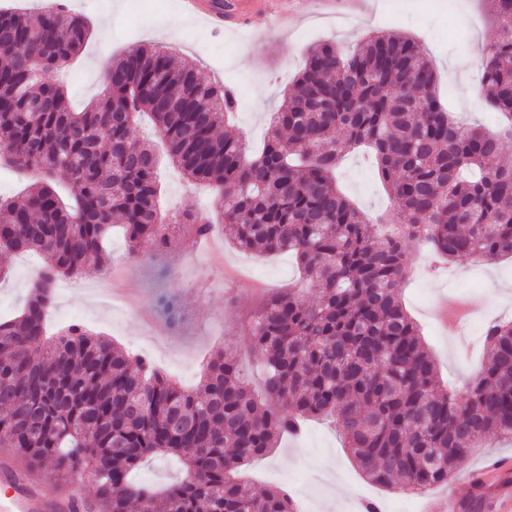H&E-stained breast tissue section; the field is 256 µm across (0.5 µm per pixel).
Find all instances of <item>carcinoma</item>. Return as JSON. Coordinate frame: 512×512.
I'll list each match as a JSON object with an SVG mask.
<instances>
[{
  "label": "carcinoma",
  "instance_id": "carcinoma-1",
  "mask_svg": "<svg viewBox=\"0 0 512 512\" xmlns=\"http://www.w3.org/2000/svg\"><path fill=\"white\" fill-rule=\"evenodd\" d=\"M484 2L498 38L481 84L498 132L449 115L413 39L374 34L349 55L309 49L252 156L217 134L236 112L233 92L169 48L113 60L103 94L77 112L54 74L85 45L87 22L60 0L0 9V166L42 176L0 197V254L43 259L22 311L0 318V449L33 471L52 465L61 484L95 471L97 512H295L284 489L252 493L238 470L304 418L334 417L365 477L406 494L448 484L471 449L512 438V321L486 326L485 360L458 392L399 294L416 244L458 262L512 255V164L499 162L512 140V0ZM142 113L172 164L215 191L235 248L287 252L301 268L299 287L247 324L264 401L230 345L192 390L81 323L46 336L56 282L101 272L114 228L143 259L178 228L215 229L192 208L163 222L155 143L129 141ZM361 148L397 201L386 216L339 188L340 163ZM151 456L177 459L185 476L161 491L134 484Z\"/></svg>",
  "mask_w": 512,
  "mask_h": 512
}]
</instances>
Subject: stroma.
<instances>
[{"instance_id":"obj_1","label":"stroma","mask_w":512,"mask_h":512,"mask_svg":"<svg viewBox=\"0 0 512 512\" xmlns=\"http://www.w3.org/2000/svg\"><path fill=\"white\" fill-rule=\"evenodd\" d=\"M89 22L92 34L76 60L58 74L72 106L96 98L112 60L139 46L173 45L185 63L205 68L231 86L240 100L232 133L258 152L269 131V116L290 88L312 45H354L374 32L397 31L412 37L439 76V91L451 111H458L466 86H478L483 64L475 62L462 81L448 79L450 60L471 45L474 34L486 43L496 38L482 0H373L369 15L323 14L306 7L292 24L271 25L264 32L216 30L182 16L175 0H64ZM345 194L362 211L377 215L394 208L366 156H346L338 172ZM162 210L189 203L213 209V197L183 178L170 163L159 170ZM107 272L60 280L48 316L50 330L78 321L94 332L149 357L165 374L194 389L203 382L202 364L217 346H237L243 373L261 389L260 362L243 331L246 320L265 298L291 288L298 278L285 253L257 254L232 247L227 239L201 242L179 234L169 246L139 262L127 258V243L113 234ZM413 271L400 285L402 301L421 327L440 377L464 390L484 356L482 331L493 320L512 319V258L435 266L426 245L412 249ZM42 260L32 253L0 255L10 273L0 281V315L19 311ZM137 302L130 314L110 313L103 299L113 288L112 274ZM512 460V442L474 449L449 487L467 497L469 473L483 470L489 458ZM249 488L279 487L307 512H352L360 499L376 501L381 512H423L425 497L409 498L369 482L345 448L333 425L307 421L299 438L283 439L266 458L245 469Z\"/></svg>"}]
</instances>
